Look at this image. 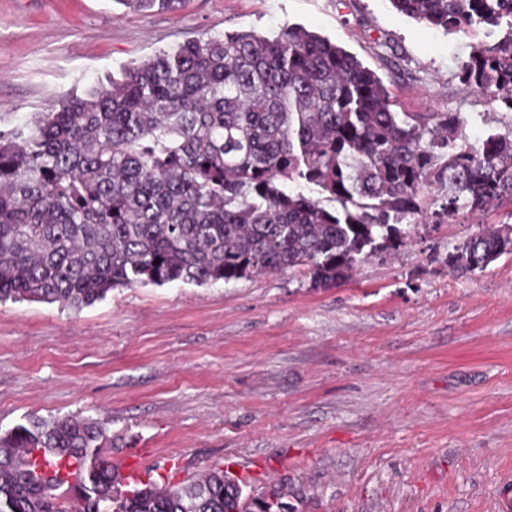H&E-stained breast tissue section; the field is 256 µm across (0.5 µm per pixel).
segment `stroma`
<instances>
[{"mask_svg":"<svg viewBox=\"0 0 512 512\" xmlns=\"http://www.w3.org/2000/svg\"><path fill=\"white\" fill-rule=\"evenodd\" d=\"M302 25L355 55L399 112H512L461 82L485 31L447 34L389 0H0V129L206 33ZM480 227L406 222L398 255L324 288L285 272L116 288L79 310L0 303V435L101 422L117 476L187 486L213 467L289 512H512V254L450 273Z\"/></svg>","mask_w":512,"mask_h":512,"instance_id":"1","label":"stroma"}]
</instances>
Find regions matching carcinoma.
<instances>
[{
    "label": "carcinoma",
    "mask_w": 512,
    "mask_h": 512,
    "mask_svg": "<svg viewBox=\"0 0 512 512\" xmlns=\"http://www.w3.org/2000/svg\"><path fill=\"white\" fill-rule=\"evenodd\" d=\"M446 34L506 27L460 78L512 111V0H390ZM461 114L394 112L379 76L291 26L203 35L0 131V302L80 309L115 288L304 269L318 288L401 246L397 225L512 202V131L470 141ZM313 184L327 208L286 182ZM425 188L445 191L422 201ZM512 253L484 224L453 272ZM96 421L33 418L0 436V512H286L221 468L189 487L115 489Z\"/></svg>",
    "instance_id": "carcinoma-1"
}]
</instances>
